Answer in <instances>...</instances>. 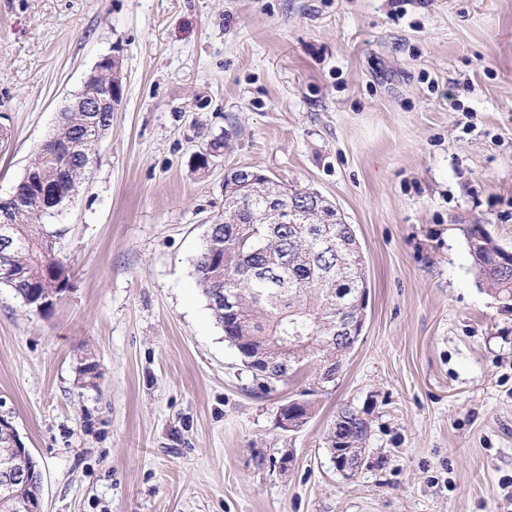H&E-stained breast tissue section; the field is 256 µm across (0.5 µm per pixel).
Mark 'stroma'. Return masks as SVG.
<instances>
[{
	"label": "stroma",
	"instance_id": "obj_1",
	"mask_svg": "<svg viewBox=\"0 0 512 512\" xmlns=\"http://www.w3.org/2000/svg\"><path fill=\"white\" fill-rule=\"evenodd\" d=\"M113 55L123 99L54 219L69 289L41 313L0 288V411L44 512H512V310L463 234L512 241V0H0L1 198ZM238 167L356 231L367 318L334 381L260 388L196 284ZM344 406L370 424L350 479ZM310 402L305 399H293L281 405L278 410V422L282 428H290L299 421H305L310 414ZM304 409L305 416L300 419H288L289 416L296 415ZM336 416V422L342 423L341 427L338 431L331 428L325 439L336 471L350 478L357 474L364 462L366 448H362V445L369 436V426L367 421L349 406L340 408Z\"/></svg>",
	"mask_w": 512,
	"mask_h": 512
}]
</instances>
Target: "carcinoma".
<instances>
[{"label":"carcinoma","mask_w":512,"mask_h":512,"mask_svg":"<svg viewBox=\"0 0 512 512\" xmlns=\"http://www.w3.org/2000/svg\"><path fill=\"white\" fill-rule=\"evenodd\" d=\"M90 112H64L40 147L31 170L58 175L62 194L54 208L44 210L37 199L16 203L0 198V211L12 221L17 244L0 260L9 277L0 278L30 306L61 293L69 284L62 261L49 251L58 231L48 219L62 214L75 197L102 128L92 125ZM224 215L212 224L195 264L197 285L207 306L225 331L256 352L272 349L282 364L268 383L281 381L313 365L339 370L350 341L338 332L352 315L360 293L368 291L362 252L352 225L338 217L335 206L322 201L305 205L306 188L284 186L273 196L288 215L267 217V201L234 177L224 183ZM336 242L335 253L320 252L319 232ZM468 252L478 275L499 301L512 308V267L501 265L502 249L512 247L492 235L484 224L465 229ZM236 293L234 314L224 315L221 300ZM339 430H329L330 448H360L369 436L367 421L353 408L337 412Z\"/></svg>","instance_id":"1"}]
</instances>
